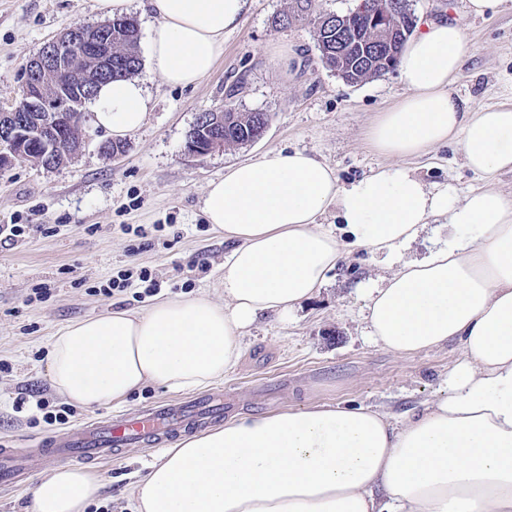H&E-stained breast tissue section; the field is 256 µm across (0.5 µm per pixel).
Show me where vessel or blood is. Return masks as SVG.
I'll use <instances>...</instances> for the list:
<instances>
[{"instance_id": "obj_1", "label": "vessel or blood", "mask_w": 512, "mask_h": 512, "mask_svg": "<svg viewBox=\"0 0 512 512\" xmlns=\"http://www.w3.org/2000/svg\"><path fill=\"white\" fill-rule=\"evenodd\" d=\"M223 418V401L211 396L84 425L39 442L32 449L0 448V484L10 486L25 478L34 457L46 464L69 458L98 462L118 449L160 442L181 429Z\"/></svg>"}]
</instances>
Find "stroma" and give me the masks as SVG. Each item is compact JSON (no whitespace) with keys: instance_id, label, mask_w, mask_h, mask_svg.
<instances>
[{"instance_id":"1","label":"stroma","mask_w":512,"mask_h":512,"mask_svg":"<svg viewBox=\"0 0 512 512\" xmlns=\"http://www.w3.org/2000/svg\"><path fill=\"white\" fill-rule=\"evenodd\" d=\"M291 0H253L250 11L224 36V51L198 85H168L143 63L151 98L143 126L128 136L127 151L112 159L97 145L106 134L84 106L88 139L71 162L47 170L26 161L0 174V225L25 233L0 240V448H28L113 415V408H75L66 422L46 423L36 408L16 412L21 393L42 392L51 405L64 397L46 374L49 341L69 322L114 309L143 310L157 299L208 290L223 301L221 281L231 241L203 213L210 180L227 167L270 149L303 150L331 166L348 184L387 164L365 132L377 112L407 89L397 72L350 84L319 60L311 25L272 20ZM467 0H412L418 22L448 17L464 30L468 59L450 85L474 105L512 102V0L495 14L476 17ZM100 0H0V108L22 84L25 62L63 29L107 21ZM264 112L267 127L255 142L220 148L202 158L185 151L199 113ZM407 166L431 187L458 195L485 181L463 164L457 144L443 145ZM453 228L431 224L399 252L398 260L365 248L350 249L328 283L288 319H260L244 339L238 367L210 387L231 405L232 417L277 413L309 404L371 407L401 416L446 392L449 369L462 357L451 343L401 357L368 337L357 284H381L398 262L419 260L447 243ZM144 269L158 282L104 295L118 272ZM157 451L120 449L91 468L104 484L88 512H131L133 475H144Z\"/></svg>"}]
</instances>
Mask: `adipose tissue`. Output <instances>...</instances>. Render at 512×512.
Listing matches in <instances>:
<instances>
[{
	"instance_id": "1",
	"label": "adipose tissue",
	"mask_w": 512,
	"mask_h": 512,
	"mask_svg": "<svg viewBox=\"0 0 512 512\" xmlns=\"http://www.w3.org/2000/svg\"><path fill=\"white\" fill-rule=\"evenodd\" d=\"M251 6L149 0L152 66L170 85H197ZM465 55L463 30L445 18L406 42L397 68L408 93L366 132L391 164L342 185L311 154L272 149L208 183L207 222L234 243L223 302L203 291L80 319L52 336L47 358L53 388L86 409L151 383L208 388L238 366L259 318L288 315L327 283L345 245L391 256L444 216L474 239H450L363 295L383 349L461 345L446 394L398 419L311 404L183 436L135 483L134 512H512V197L495 188L460 197L402 164L454 140L474 174L512 170V104L476 107L449 90ZM149 105L142 79H117L100 86L94 122L122 138ZM332 207L344 237L319 222ZM101 489L95 474L64 465L33 489L28 512H84Z\"/></svg>"
}]
</instances>
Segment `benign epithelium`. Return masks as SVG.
Wrapping results in <instances>:
<instances>
[{
  "label": "benign epithelium",
  "mask_w": 512,
  "mask_h": 512,
  "mask_svg": "<svg viewBox=\"0 0 512 512\" xmlns=\"http://www.w3.org/2000/svg\"><path fill=\"white\" fill-rule=\"evenodd\" d=\"M366 22L369 42L387 49L386 57L395 55L393 38L397 33H410L417 18L411 0H358L354 10L336 15L326 23L336 25V31L359 27ZM82 44L86 53L76 57L73 46ZM112 73V22L94 26L76 24L60 32L25 65V78L41 87L43 76L51 74L57 89L48 96L43 93L19 98L10 108L0 109V170L12 168L21 161L17 145L22 143L23 129L30 125L41 138L45 156L53 160L58 154L81 150L83 143H71L58 136L59 125H82L81 106L92 89Z\"/></svg>",
  "instance_id": "7a95c632"
}]
</instances>
